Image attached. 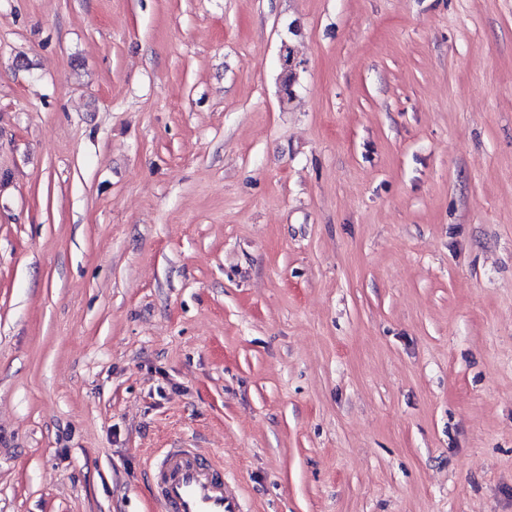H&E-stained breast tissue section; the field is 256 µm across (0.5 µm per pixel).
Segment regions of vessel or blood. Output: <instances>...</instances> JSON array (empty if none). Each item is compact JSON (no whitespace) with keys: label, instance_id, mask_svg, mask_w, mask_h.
<instances>
[{"label":"vessel or blood","instance_id":"vessel-or-blood-1","mask_svg":"<svg viewBox=\"0 0 512 512\" xmlns=\"http://www.w3.org/2000/svg\"><path fill=\"white\" fill-rule=\"evenodd\" d=\"M146 477L163 512H240L224 488V464L205 448L178 445L149 452Z\"/></svg>","mask_w":512,"mask_h":512}]
</instances>
